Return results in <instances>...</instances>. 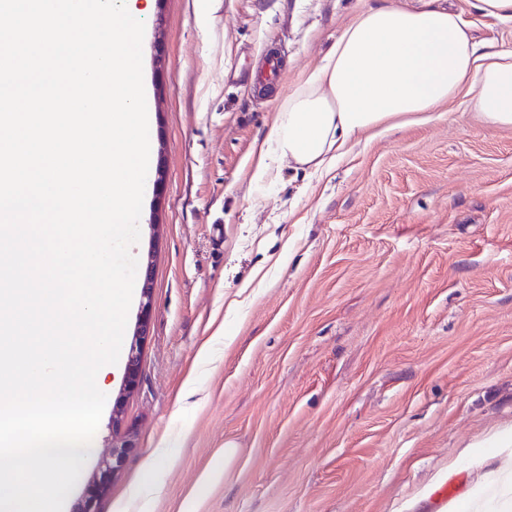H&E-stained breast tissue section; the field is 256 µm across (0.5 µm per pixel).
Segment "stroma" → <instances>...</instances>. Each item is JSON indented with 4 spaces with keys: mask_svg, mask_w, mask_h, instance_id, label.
I'll list each match as a JSON object with an SVG mask.
<instances>
[{
    "mask_svg": "<svg viewBox=\"0 0 512 512\" xmlns=\"http://www.w3.org/2000/svg\"><path fill=\"white\" fill-rule=\"evenodd\" d=\"M159 0L145 25L147 187L132 249L153 311L139 382L111 368L107 407L63 512H77L112 443L135 446L99 512H140L155 463L178 512L235 444L199 512H455L491 497L484 460L512 448V128L464 99L360 141L330 172L286 165L250 183L257 140L342 28L378 0ZM477 40L512 48V22L447 0ZM277 51L283 72L255 90ZM224 324L213 334L214 321ZM122 411L112 424V405ZM239 450L234 444H225L224 455L217 457L213 460L211 468L201 479V486L205 487L211 480L212 476L216 473L224 472V479L228 480L233 465L237 459Z\"/></svg>",
    "mask_w": 512,
    "mask_h": 512,
    "instance_id": "35a3bbf8",
    "label": "stroma"
}]
</instances>
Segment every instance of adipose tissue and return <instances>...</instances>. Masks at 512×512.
Masks as SVG:
<instances>
[{"instance_id":"adipose-tissue-1","label":"adipose tissue","mask_w":512,"mask_h":512,"mask_svg":"<svg viewBox=\"0 0 512 512\" xmlns=\"http://www.w3.org/2000/svg\"><path fill=\"white\" fill-rule=\"evenodd\" d=\"M468 96L484 121L512 128V50L483 45L436 0H382L346 26L316 70L279 98L251 183L273 165L324 172L368 139Z\"/></svg>"}]
</instances>
